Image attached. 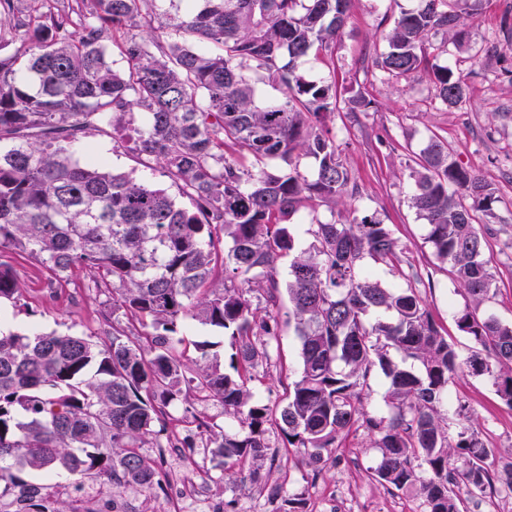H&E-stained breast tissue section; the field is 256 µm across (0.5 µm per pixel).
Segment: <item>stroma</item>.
<instances>
[{
	"label": "stroma",
	"instance_id": "35a3bbf8",
	"mask_svg": "<svg viewBox=\"0 0 512 512\" xmlns=\"http://www.w3.org/2000/svg\"><path fill=\"white\" fill-rule=\"evenodd\" d=\"M414 4L415 0H353L332 55L300 62L299 70L308 78L335 75L342 97L363 95L369 107L332 114L327 122L354 191L336 209H300L291 217L290 228L306 247L313 241L311 226L316 221L341 219L352 210L361 216L376 215L388 224L405 264L417 273V292L433 321L465 358L472 343L458 330L456 315L469 299L426 241L425 222L411 205V169L415 153L435 135L494 188L498 200L486 221L496 233L487 242L485 257L495 286L484 308L512 323V0H482L477 15L467 23L465 46L449 45L447 56L438 59L466 80L468 95L459 109L440 103L429 75L414 81L389 80L374 65L384 46L383 34L391 30L401 9ZM71 149L78 156L87 151L102 156L110 169L148 185L170 186L159 167L144 166L133 154L114 148L111 133L78 136ZM0 261L12 266L21 286L19 299L0 302V321L12 330L99 336L110 332L103 313L111 308L112 297L88 289L86 272L52 283L38 258L6 251L0 253ZM298 353L293 324L281 321L282 365L271 368L259 388L264 403L285 404L287 387L297 377ZM499 372L496 364L483 374L459 370L448 382L449 401L440 411L449 437H456L462 426L471 427L494 449L500 468L512 462V407L496 392ZM458 398L467 403V416L457 414ZM274 444L275 460L264 465L257 483L251 479L250 462L229 467L206 448L175 449L163 466L188 474L212 502L223 505L224 512H285L288 500L294 498L301 512H331L334 504L342 512H424L426 508L418 492L397 491L373 479L380 451L365 427H353L317 473L302 465L300 449L285 446L279 438ZM225 469L230 479H221Z\"/></svg>",
	"mask_w": 512,
	"mask_h": 512
}]
</instances>
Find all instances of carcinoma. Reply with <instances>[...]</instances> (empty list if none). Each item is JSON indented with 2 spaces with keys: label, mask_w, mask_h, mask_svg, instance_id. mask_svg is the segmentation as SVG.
Instances as JSON below:
<instances>
[{
  "label": "carcinoma",
  "mask_w": 512,
  "mask_h": 512,
  "mask_svg": "<svg viewBox=\"0 0 512 512\" xmlns=\"http://www.w3.org/2000/svg\"><path fill=\"white\" fill-rule=\"evenodd\" d=\"M25 2L22 11L0 0V44H15L0 54V141L11 142L0 149V253L38 257L51 279L87 272L126 319L105 337L0 330V483L32 492L26 512H68L63 500L47 505L32 473L153 492L162 489L159 464L144 449L202 443L251 460L257 481L271 436L304 449L313 467L360 422L381 452L379 480L418 490L428 512H460V488L492 486L491 450L466 426L451 443L439 411L461 365L482 374L493 360L512 370V324L479 313L493 287L484 248L494 229L479 218L492 214L491 185L435 135L414 160L412 206L473 304L457 317L473 344L464 363L412 283L384 287L361 267L366 257L401 264L388 225L368 215L321 222L307 248L288 228L300 208L333 210L347 194L349 171L320 128L339 109L336 79L310 80L298 63L332 50L351 0H184L183 11L160 0ZM480 2L419 0L401 10L376 66L388 78L419 77L429 55L463 43L464 18ZM169 30L179 39L165 40ZM432 31L445 41L429 53ZM120 32L123 71L109 62ZM200 42L215 51L196 50ZM251 67L282 96L260 100ZM432 75L442 104L466 99L451 66ZM135 111L146 122L130 130ZM106 127L114 145L163 168L178 196L69 151L78 135ZM300 156L315 159L313 179ZM284 254L292 259L283 280ZM283 289L299 377L287 403L271 407L252 383L274 363ZM19 294L0 262V299ZM188 319L230 336L236 376L211 360L208 341L189 354L180 332ZM376 367L390 380L389 411L368 416L359 386ZM496 392L512 406V374L497 377ZM184 393L222 406L233 427L187 407L189 428L172 435L166 408Z\"/></svg>",
  "instance_id": "carcinoma-1"
}]
</instances>
